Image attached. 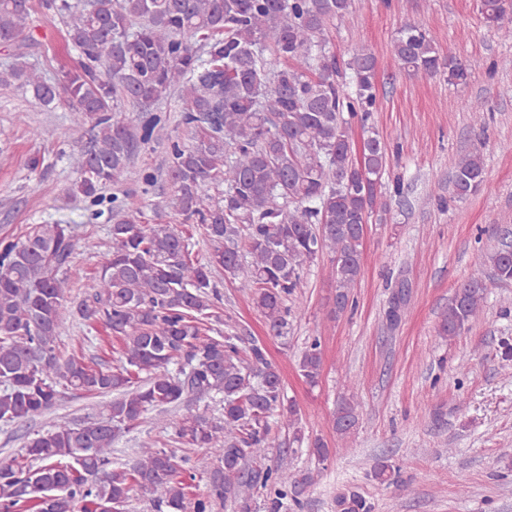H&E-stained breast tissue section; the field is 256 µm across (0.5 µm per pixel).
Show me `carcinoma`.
Returning a JSON list of instances; mask_svg holds the SVG:
<instances>
[{
  "label": "carcinoma",
  "instance_id": "carcinoma-1",
  "mask_svg": "<svg viewBox=\"0 0 512 512\" xmlns=\"http://www.w3.org/2000/svg\"><path fill=\"white\" fill-rule=\"evenodd\" d=\"M353 0H43L58 14L78 52L77 66L50 84L18 62L0 83L31 88L44 104L64 99L74 123L91 124L92 146L69 157L77 189L92 205L99 190L120 182L139 147L165 142L170 192L157 217L173 215L201 225L212 251L192 259L190 243L169 224H144L141 213L112 206V251L88 281L79 314L103 322L122 342L121 365L93 368L84 357H58L56 341L70 277L64 272L82 251L67 224H39L21 241L0 242V422L41 416L59 401V384L86 395H112L89 422L62 417L27 438L23 453L0 461V512H120L146 499L154 512H213L229 501L252 512L262 494L264 512L297 507L316 483L311 472L265 464L279 448L277 431L307 441L321 464L332 449L304 439L300 409L285 396L264 346L233 332L209 335L213 278L218 270L250 293L277 336L288 330L284 300L299 287L303 265L326 251L335 288V319L353 307L362 266L367 217L377 203L386 146L370 132L378 109L375 55L360 49L344 64L330 54L328 23L341 20ZM484 23L512 40V0H479ZM30 0H0V45L11 46L30 25ZM280 60L268 66L265 53ZM393 55L407 76L464 82L468 69L440 53L422 22L397 31ZM176 93L186 107L182 124L194 142L172 138L156 105ZM138 109L135 121L117 115L120 103ZM364 137L360 157L352 123ZM486 143L454 161L452 197L465 199L484 181ZM210 184L224 186L218 195ZM495 278L512 282V253L484 254ZM486 283L458 284L438 334L453 337L484 313ZM410 301L399 288L387 317L401 322ZM300 376L316 386L322 373L319 338L301 352ZM220 397L224 417L208 406L176 423L181 441L212 448L218 465L205 494L190 496L195 475L184 478V458L157 442H139L132 463L112 460V448L155 410ZM354 392L342 397L332 428L344 440L359 425ZM371 477L397 495L414 493L387 458ZM337 512H373L359 492L336 496Z\"/></svg>",
  "mask_w": 512,
  "mask_h": 512
}]
</instances>
